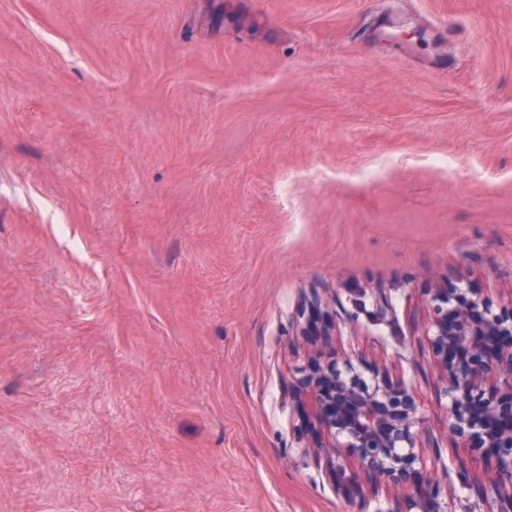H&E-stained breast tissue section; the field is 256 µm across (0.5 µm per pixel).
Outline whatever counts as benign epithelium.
<instances>
[{"mask_svg":"<svg viewBox=\"0 0 512 512\" xmlns=\"http://www.w3.org/2000/svg\"><path fill=\"white\" fill-rule=\"evenodd\" d=\"M429 341L445 372L448 430L458 447L484 462V491L460 512H512V306L493 311L472 288H434L427 300ZM376 324L393 316L389 296L376 292L372 310L355 304ZM312 417L328 440L316 457L337 495H365L353 468L397 491L407 512H448V492L420 473L416 452L423 424L413 389L378 371L365 376L329 348L299 368Z\"/></svg>","mask_w":512,"mask_h":512,"instance_id":"obj_1","label":"benign epithelium"}]
</instances>
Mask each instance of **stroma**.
<instances>
[{"label": "stroma", "instance_id": "1", "mask_svg": "<svg viewBox=\"0 0 512 512\" xmlns=\"http://www.w3.org/2000/svg\"><path fill=\"white\" fill-rule=\"evenodd\" d=\"M225 1L0 0V512H355L296 453L315 296L483 492L426 299L512 306V0ZM360 313H366L368 319L373 324H388L389 316H393L394 306L389 296L381 292H376L373 295L371 311H366L365 304L360 302L355 304V312H351L349 315L352 319L357 321Z\"/></svg>", "mask_w": 512, "mask_h": 512}]
</instances>
